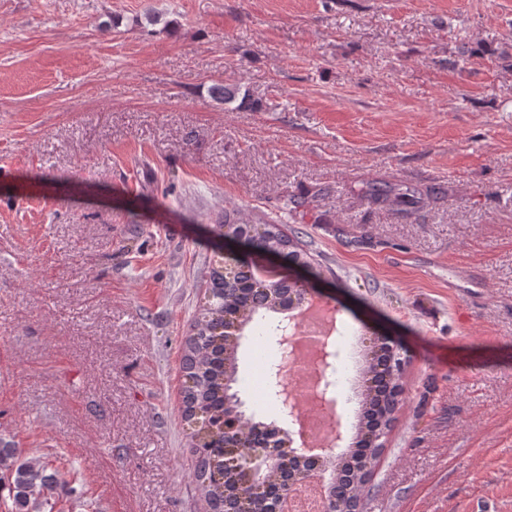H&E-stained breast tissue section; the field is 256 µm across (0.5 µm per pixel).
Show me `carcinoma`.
Wrapping results in <instances>:
<instances>
[{"mask_svg": "<svg viewBox=\"0 0 512 512\" xmlns=\"http://www.w3.org/2000/svg\"><path fill=\"white\" fill-rule=\"evenodd\" d=\"M209 97L224 104L249 102L238 86L216 85ZM445 193L436 185L415 189L387 181L367 184L368 203L412 215L428 199ZM226 226L241 225L244 235L235 242L233 255L220 256L212 269L210 284L185 343L182 363V417L190 429L191 452L195 459L197 491L210 512H273L280 494L288 489L286 479H304L312 468L309 458L287 446L288 436L273 423L247 417L241 410L231 384L239 379V343L229 339V329H250L275 347L266 384V401L277 399L273 373L282 360L276 348L282 320L278 314L305 297V291L286 280L278 291L264 294L265 305H257L263 284L253 277L249 257L275 253L287 265L299 267L316 278L312 254L295 238L285 234L273 219L250 220L241 212L224 211ZM229 264L233 276L220 269ZM405 358L401 349L387 340L374 343L365 356L360 413L352 448L328 456L318 467L330 472L322 512H346L360 506L361 493L370 481L377 459L384 451V438L396 421L395 411L403 389L400 379ZM273 443L280 448V463L261 485H255L243 464L250 450ZM0 473L12 493V512H36L40 499L58 486L56 473L46 461L24 459L20 449L0 443Z\"/></svg>", "mask_w": 512, "mask_h": 512, "instance_id": "cac0c4a2", "label": "carcinoma"}]
</instances>
